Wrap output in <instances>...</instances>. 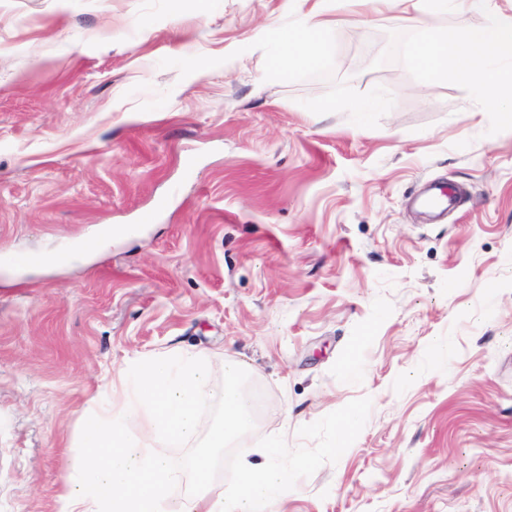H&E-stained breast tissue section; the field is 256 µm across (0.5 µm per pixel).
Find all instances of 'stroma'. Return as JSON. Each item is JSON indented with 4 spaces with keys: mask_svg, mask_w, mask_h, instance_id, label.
<instances>
[{
    "mask_svg": "<svg viewBox=\"0 0 512 512\" xmlns=\"http://www.w3.org/2000/svg\"><path fill=\"white\" fill-rule=\"evenodd\" d=\"M0 0V512H55L133 354L241 363V442L367 397L278 512H512V130L375 66L410 0ZM101 240L94 254L84 240ZM324 12H336V15L359 16L380 12L387 8L391 0H321ZM332 21L322 17L320 12L313 11L303 16L301 23L287 34L283 42L288 49L297 46L294 56L297 66H308L319 61L322 54V34Z\"/></svg>",
    "mask_w": 512,
    "mask_h": 512,
    "instance_id": "obj_1",
    "label": "stroma"
}]
</instances>
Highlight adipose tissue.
Returning a JSON list of instances; mask_svg holds the SVG:
<instances>
[{
	"label": "adipose tissue",
	"instance_id": "adipose-tissue-1",
	"mask_svg": "<svg viewBox=\"0 0 512 512\" xmlns=\"http://www.w3.org/2000/svg\"><path fill=\"white\" fill-rule=\"evenodd\" d=\"M391 0H323V12L304 15L301 23L287 34L283 42L296 48L294 63L308 66L317 63L322 54V34L329 27L328 13L342 16H364L387 8Z\"/></svg>",
	"mask_w": 512,
	"mask_h": 512
}]
</instances>
